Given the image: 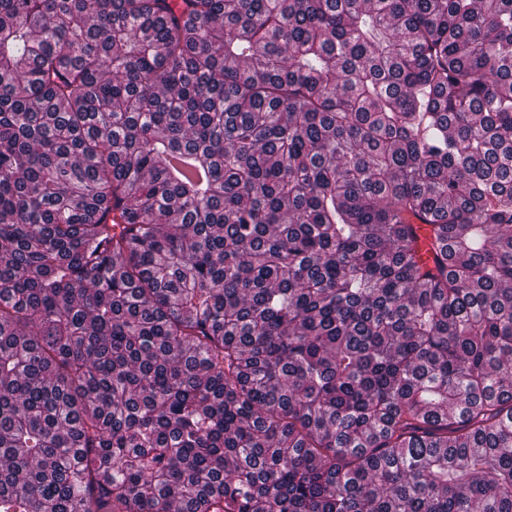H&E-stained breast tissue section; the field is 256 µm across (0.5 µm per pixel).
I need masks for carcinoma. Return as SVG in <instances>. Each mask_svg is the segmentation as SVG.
Instances as JSON below:
<instances>
[{
  "label": "carcinoma",
  "instance_id": "cac0c4a2",
  "mask_svg": "<svg viewBox=\"0 0 512 512\" xmlns=\"http://www.w3.org/2000/svg\"><path fill=\"white\" fill-rule=\"evenodd\" d=\"M0 512H512V0H0Z\"/></svg>",
  "mask_w": 512,
  "mask_h": 512
}]
</instances>
